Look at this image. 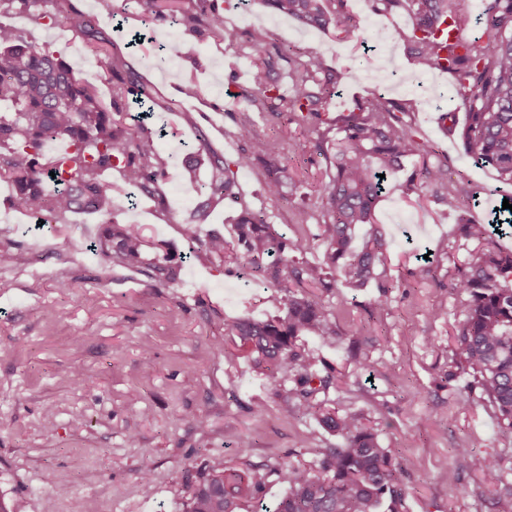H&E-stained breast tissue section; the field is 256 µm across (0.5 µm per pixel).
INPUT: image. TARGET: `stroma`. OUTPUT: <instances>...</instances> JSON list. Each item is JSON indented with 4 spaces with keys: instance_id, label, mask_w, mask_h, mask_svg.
<instances>
[{
    "instance_id": "obj_1",
    "label": "stroma",
    "mask_w": 512,
    "mask_h": 512,
    "mask_svg": "<svg viewBox=\"0 0 512 512\" xmlns=\"http://www.w3.org/2000/svg\"><path fill=\"white\" fill-rule=\"evenodd\" d=\"M112 40L111 52L140 74L155 98L145 126L164 154L195 153L197 129L212 149L235 159L237 114L231 95L249 81L250 50L229 47L205 36L184 33L172 18L146 21L139 0H74ZM227 26L265 31L269 46L291 49L302 62L320 55L340 75L331 114L354 100L376 95L401 101L417 93L420 109L405 119L430 162L448 166L449 189L478 193L482 205L448 212L433 191L403 196L409 172L388 180L375 221L386 233V276L395 285L387 309L369 315L366 295L342 285L318 290L344 337L369 336L370 369H350L327 397L341 411L362 412L377 428L383 447L407 465L403 484L406 512H499L500 474L480 467L459 469L458 451L474 459L494 454L512 465V432L502 429L493 410L469 394L465 378L445 381L455 368L451 340L461 319L463 295L449 286L456 263L470 241L462 224L491 219L512 184L496 171L475 165L459 136L466 110L451 74L416 71L403 43L389 40L395 28L412 24L403 11L374 12L369 0H347L346 11L364 29L360 42L339 41L334 32L307 28L251 0H218ZM8 24L34 42L51 45L77 76L93 78L98 60L62 22L40 24L24 13ZM388 40L385 71L371 76L365 52L378 37ZM176 43L177 58L166 44ZM209 62L206 71L197 58ZM236 68H227V60ZM193 83L196 97L181 88ZM193 112L187 125L182 111ZM456 115L441 129L440 113ZM262 133L288 144V172L295 186L287 197L267 198L258 169L237 175L245 203L261 208L281 233H306L311 263L327 260L328 244L319 226L318 193L325 162L314 154L317 131L287 117L256 116ZM179 165H170L158 188L167 203L129 199L119 170L104 171L112 183V219L141 224L150 242L183 253L185 218L199 198L184 183ZM12 186L0 182V249L17 254L0 263V498L21 512H183L198 469L214 455L239 468L312 465L319 449L336 438L313 420L287 415L265 379L247 360L230 363L216 351L226 336L224 320L280 315L272 291L247 282L218 263H183L179 279L154 288L137 272L111 263L89 244L100 219L72 215L67 224H35L11 206ZM448 252L431 258L432 275L419 279L420 256L438 239ZM439 309L430 318L431 309ZM261 401L266 411L254 418ZM52 428H45V420ZM149 473L150 490L140 477Z\"/></svg>"
}]
</instances>
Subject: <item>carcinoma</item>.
<instances>
[{
    "instance_id": "carcinoma-1",
    "label": "carcinoma",
    "mask_w": 512,
    "mask_h": 512,
    "mask_svg": "<svg viewBox=\"0 0 512 512\" xmlns=\"http://www.w3.org/2000/svg\"><path fill=\"white\" fill-rule=\"evenodd\" d=\"M53 3L51 14L39 12L42 3ZM275 13L323 30H333L345 42L361 39L363 27L345 10V0H259ZM461 0H372L377 12L404 10L415 18L410 30L396 29L422 73L447 65L455 79L456 93L467 109L461 136L472 161L496 170L512 183V0H482L483 31L473 40H448V31L460 32L469 15L456 8ZM37 12L36 19L61 20L77 37L100 55V71L92 80L81 78L60 54L48 45H37L15 27L0 23V179L16 187L15 203L37 221L66 224L76 213L103 217L101 232L91 247L113 264L141 271L156 286L177 278L183 256L167 251L148 257L150 249L140 224H114L112 184L102 173L122 169L124 181L160 208L165 199L156 186L167 175L168 158L150 139L127 124L128 113L118 104L106 108L98 83L116 82L150 99L132 72L121 70L108 53V39L72 0H0V15ZM149 18L178 15V24L194 35H207L231 46L239 31L224 25V15L207 9L181 7V0H142ZM247 41L253 47L251 83L237 94L240 112L237 138L241 152L229 161L209 147L198 130L200 148L209 153L211 177L197 181V164L189 159L182 177L196 185L200 198L196 212L183 226L185 237L195 243L189 257L208 265L215 262L246 276L258 286L279 294L282 316L266 320L249 317L224 319L231 343L216 347L224 359L247 358L269 383L270 393L284 408L308 417L336 435L341 442L318 452L315 467L288 464L278 468L255 466L239 469L224 457H211L198 471L184 512H239L244 501L259 498L270 477L288 484V493L276 505L259 512H400L406 489L401 476L405 466L383 447L378 431L361 412H340L318 399L336 381L337 369H315L314 357L304 341L316 337L336 347L342 343L336 317L309 292L330 288L335 273L346 287L360 291L370 286L371 312L386 308L394 284L378 271L388 242L375 224V211L384 190L381 175L405 167L419 144L403 119L418 110L416 98L395 102L378 95L345 115L327 116L339 75L317 55L288 64L292 94L285 96L271 75L287 60L285 53L265 52L266 36L255 31ZM264 112L277 118L284 112L304 123L326 125L314 148L326 166L322 184V234L329 246L328 262L298 261L311 246L309 237L287 238L279 233L262 209L241 205L228 241L219 232L200 239L198 224L215 201L239 202L237 173L259 162L264 171L263 191L270 198L284 196L290 188L288 168L282 164L284 144L259 133L251 116ZM336 130V138L326 134ZM63 139L72 150L63 157L44 159L46 143ZM448 166L418 161L408 178L409 190L440 191L441 203L450 211L463 207L464 199L448 191ZM464 238L475 243L468 259L456 267L450 287L467 296L463 319L453 336L457 373L471 377L469 388L479 391L493 409L500 425L512 431V254L498 250L497 238L512 236V211L499 209L492 224L479 221L462 225ZM293 372L292 385L284 388L281 374Z\"/></svg>"
}]
</instances>
